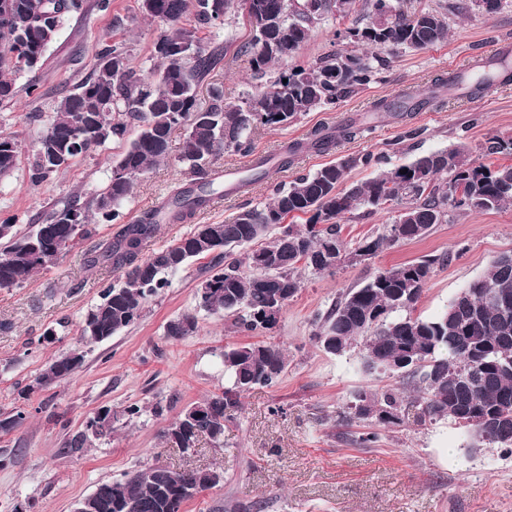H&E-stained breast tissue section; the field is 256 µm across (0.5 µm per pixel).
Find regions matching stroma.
<instances>
[{
  "label": "stroma",
  "instance_id": "obj_1",
  "mask_svg": "<svg viewBox=\"0 0 512 512\" xmlns=\"http://www.w3.org/2000/svg\"><path fill=\"white\" fill-rule=\"evenodd\" d=\"M445 7L446 40L421 50L382 48L387 64L376 80L333 106L307 112L285 129L257 126L251 136L255 152L279 155L295 141H307L319 127L350 122L365 126L362 136L340 140L329 151L299 152L287 168L250 185L233 198L215 193L193 220L165 224L151 241L157 251L177 242L195 225L221 224L245 209L262 207L273 185L291 183L322 165L366 153H381L389 166L455 146L469 160L510 165L512 155H484L481 146L497 136L512 139V81L472 93L461 89L443 108L423 107L399 118L375 111L381 100L399 95L422 97L439 78L463 72L492 57L512 60V0L482 14L472 0H402L405 13ZM362 11L330 13L315 24L300 46L294 64L306 65L349 49L348 29L365 26ZM163 24L147 19L139 0H79L56 39L33 71L14 74L16 96L0 103V134L19 140L14 171L0 178V220L13 217L19 226L38 223L64 202L85 204L106 186L114 159L137 133L129 126L125 139L111 140L78 158L62 175L39 184L30 180L34 144L58 101L91 73L96 51L123 43L131 67L149 72L154 44ZM252 36L241 14L224 17L220 32H201L205 48L220 47L221 63L198 90L207 104L209 87H218L228 103L244 104L283 69L275 63L257 71L240 46ZM192 175L175 159L158 163L137 180L122 207V223L136 221ZM110 224L93 225L91 233L56 265L35 273L13 288H0V414L20 407L29 414L18 431L0 434V512H71L74 503L100 482L120 478L142 465L179 469L186 465L220 468L224 480L187 502L183 512H237L256 503L260 512H512V453L502 448L468 450L469 433L453 421L424 423L411 403L403 405L400 425L378 428V440L359 446L363 423L345 419L346 406L359 391L390 386L389 377L366 372L359 348L333 355L312 337L313 319L340 293L370 278L376 270L428 255L445 256L427 283L416 307L424 318L442 312L467 286L482 278L501 255L512 253V203L497 210L449 212L424 238L385 249L361 264H346L335 273L300 270L301 287L289 300L277 324L268 330L242 331L232 319L200 307L196 288L210 261L200 258L170 275L169 285L145 305L141 318L124 331L89 347L83 366L67 382L22 399L20 390L78 337L85 314L115 283L118 271L88 267V257L113 233ZM194 318L191 336L173 340L167 323ZM54 341L40 343L47 329ZM265 343L282 347L288 370L272 387H257L224 421V444L202 441L193 456L166 446L162 427L183 409L224 388L220 354L232 344ZM142 407L141 416L121 411ZM162 416H155V407ZM111 409L114 430L93 440L78 455L63 444L83 431L89 418Z\"/></svg>",
  "mask_w": 512,
  "mask_h": 512
}]
</instances>
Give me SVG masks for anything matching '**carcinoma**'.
<instances>
[{
    "instance_id": "obj_1",
    "label": "carcinoma",
    "mask_w": 512,
    "mask_h": 512,
    "mask_svg": "<svg viewBox=\"0 0 512 512\" xmlns=\"http://www.w3.org/2000/svg\"><path fill=\"white\" fill-rule=\"evenodd\" d=\"M156 9L141 3L143 13L166 26L159 41L169 44L193 42L194 54L169 61L155 56L151 74L144 75L129 66L121 44L106 45L96 54L91 76L79 91L63 96L54 115L44 126L41 138L55 141L65 162L53 166L35 153L30 179L42 183L68 169L81 153L68 143L69 133L80 124L107 134L97 141L101 146L127 131L123 117L137 122L139 133L113 161L112 173L103 191L88 206L67 203L52 210L38 224L19 232L13 219L0 223V288H12L34 273L53 266L79 240L90 233L89 223L108 224L118 219L119 209L129 196L135 180L154 164L169 158L172 135L184 130L177 162L196 179L208 177L210 160L224 150L244 157L253 153L252 127L244 113L255 114V124L286 128L306 112L358 92L371 83L383 61L352 50L329 54L312 65L294 66L259 87L245 105L227 104L224 94L214 90L210 103H198L197 89L218 64L219 52H208L197 36L201 28L220 29L232 0H156ZM264 5L268 18L254 16L253 36L239 49L250 56L257 71L271 63L292 57L304 42L310 28L325 18L334 4L319 0H256ZM369 15L378 22L352 38L362 47H406L424 49L442 42L448 35L444 17L430 10L411 15L402 13L396 0H365ZM194 7L196 25L187 27L184 16ZM78 7V0H0V102L15 95L11 75L33 69L28 53L35 39H54L65 16ZM498 79L481 66L469 75H452L439 80L426 96L414 101L382 100L375 111L398 118L424 106L445 105L444 89H460L469 83L478 89ZM364 128L347 124L334 131L315 129L306 142L287 145L277 166L288 167L293 157L305 149L325 152L339 139H352ZM19 141L0 135V175L14 169ZM485 155L512 151V139L492 137L482 146ZM385 157L367 153L329 163L312 175L297 178L289 185L274 188L271 202L262 208L245 209L224 224H207V236L196 226L168 248L145 254L158 226L181 223L195 216L210 202L214 193L200 186L184 187L154 210L132 224L121 225L88 266H110L125 273V281L106 287L101 301L87 314L73 347L50 362L24 393L54 387L80 367L85 348L110 338L141 318L148 299L168 287V276L193 258L211 257V275L197 289L200 305L208 311L234 318L244 331L268 329L271 323L258 319L274 297L293 298L300 288L299 270L333 273L338 265L319 261L323 251L336 258L364 251L375 257L400 242L426 236L436 224L445 222L448 211H487L512 203V164L489 167L473 165L455 148L421 156L360 184L345 186L350 169L380 165ZM407 173H402V170ZM462 187V198L448 205V184ZM395 204L405 208V220L397 228L387 224L377 235L362 238L350 248L342 236L338 219L362 208L380 209ZM80 219L78 235L65 223L70 213ZM305 215L304 224H288L286 219ZM264 244L254 248L258 241ZM248 246L240 259L231 249ZM443 255L425 256L377 271L363 286L349 288L336 302L314 319L313 339L330 354L361 347L362 360H375L373 370L399 380V386L376 392L359 391L348 406L346 418L356 423L375 422L371 412L377 407L394 411L380 421L388 427L403 422L404 389L415 393L420 420L450 419L472 432L470 449L482 446L512 447V308L481 298L465 305L449 304L441 314L424 319L413 315L434 269L444 264ZM488 293L506 288L512 293V255H503L487 274L473 281L468 289ZM168 337L181 338L196 331L194 318L183 316L171 321ZM227 386L186 407L173 421L179 437L197 444L200 436L213 443L224 442V417L237 407L241 396L257 386L276 385L288 365L281 347L248 343L228 345L221 353ZM26 414L15 410L0 418V433L22 427ZM112 433V412L97 414L86 422V429L67 439L64 448L81 453L90 438ZM224 479L219 469L173 470L143 465L121 478L100 483L87 496L86 512H182L186 502L199 492L218 486Z\"/></svg>"
}]
</instances>
